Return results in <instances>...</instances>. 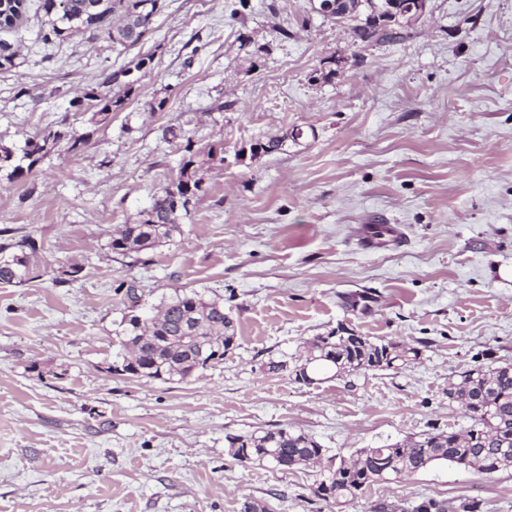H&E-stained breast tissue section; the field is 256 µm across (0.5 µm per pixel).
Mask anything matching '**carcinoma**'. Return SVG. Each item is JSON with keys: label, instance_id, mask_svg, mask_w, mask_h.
I'll return each mask as SVG.
<instances>
[{"label": "carcinoma", "instance_id": "obj_1", "mask_svg": "<svg viewBox=\"0 0 512 512\" xmlns=\"http://www.w3.org/2000/svg\"><path fill=\"white\" fill-rule=\"evenodd\" d=\"M86 0H43L47 27L38 36L48 46L72 34L105 35L115 44L134 46L149 32L160 0H98L101 6L93 20L80 16ZM425 0H343L344 9L331 16L347 26L355 40L387 41L424 15ZM147 66V58L135 68L106 75L100 88L85 98L95 101L92 125L104 124L136 91L139 77L134 72ZM123 88V95L110 87ZM96 130L77 134L66 129H45L25 142L21 158L0 147V169L19 178L42 162L56 145L65 140L69 149L80 153ZM288 135L258 139L250 144V154H270L282 150ZM178 172L152 197L140 219L126 224L112 235L109 248L127 256L171 243L181 233V220L193 199L202 192L200 172L214 163H224V148L193 149L187 142ZM19 252L8 254L0 247V284L19 286L39 279V246L33 239L17 244ZM117 333L121 363L110 371L118 375L162 380H186L199 371L224 360L237 346V328L224 303L206 299L195 291L177 289L157 305L140 304L136 293ZM419 348L367 336L342 324L303 343L297 366L306 367L307 377L297 380L306 386L343 380L351 374L398 371L419 358ZM448 403L467 409L471 424L464 430L436 428L416 439L381 446L359 448L348 456L328 455V449L311 435L288 427L257 429L226 436L230 456L241 463H268L282 470L305 466L319 472L321 480L313 495L336 506L349 505L378 482L406 479L432 466L453 464L478 474L491 476L512 468V364H490L472 369L457 382H448ZM448 512L442 501L423 498L402 507L383 503L373 512Z\"/></svg>", "mask_w": 512, "mask_h": 512}]
</instances>
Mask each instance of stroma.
<instances>
[{
	"mask_svg": "<svg viewBox=\"0 0 512 512\" xmlns=\"http://www.w3.org/2000/svg\"><path fill=\"white\" fill-rule=\"evenodd\" d=\"M40 2L6 35L21 65L0 70V147L88 131L101 73L152 64L81 153L62 142L21 178L0 171V245L35 239L42 270L0 284V512H336L315 470L239 464L226 435L285 426L346 455L469 425L449 377L512 363V0H427L378 43L309 0H163L130 49L83 33L43 46ZM189 143L223 145L224 162L203 171L181 236L112 253ZM373 219L403 240L364 250L355 228ZM71 264L78 278L57 282ZM131 288L148 304L177 288L223 299L236 348L184 382L111 373ZM340 323L421 355L316 387L265 370ZM422 497L512 512V469L434 466L345 512Z\"/></svg>",
	"mask_w": 512,
	"mask_h": 512,
	"instance_id": "obj_1",
	"label": "stroma"
}]
</instances>
